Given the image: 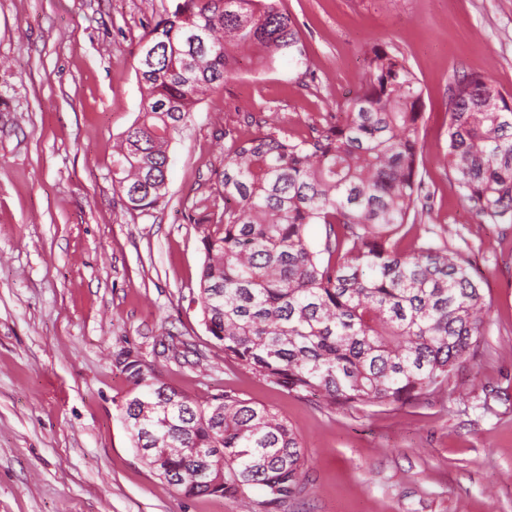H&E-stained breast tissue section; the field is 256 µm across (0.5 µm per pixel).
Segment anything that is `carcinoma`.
Returning a JSON list of instances; mask_svg holds the SVG:
<instances>
[{
  "instance_id": "1",
  "label": "carcinoma",
  "mask_w": 512,
  "mask_h": 512,
  "mask_svg": "<svg viewBox=\"0 0 512 512\" xmlns=\"http://www.w3.org/2000/svg\"><path fill=\"white\" fill-rule=\"evenodd\" d=\"M245 47L262 67L284 55L302 64L282 0H172L143 38L141 110L112 152L128 209L165 202L172 142ZM449 116L445 159L462 199L480 221L512 224V100L463 73ZM247 119L249 136L224 129V169L199 199L210 219L197 225V301L224 361L335 407L403 405L448 382L475 356L488 309L448 226L418 222L424 92L404 56L372 47L340 122L324 112L306 134L262 112ZM313 224L325 229L318 247ZM118 363L144 386L120 408L133 447L181 494L255 512L254 488L273 509L303 491L302 447L273 409L227 389L198 402L147 379L135 356Z\"/></svg>"
}]
</instances>
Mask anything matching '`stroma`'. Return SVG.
<instances>
[{"mask_svg":"<svg viewBox=\"0 0 512 512\" xmlns=\"http://www.w3.org/2000/svg\"><path fill=\"white\" fill-rule=\"evenodd\" d=\"M170 0H0V512H238L186 497L136 456L118 359L203 401L234 389L296 432L287 512H512V227L474 223L444 161L455 75L512 97V0H283L306 62L256 66L205 97L170 148L167 202L128 210L112 146L137 118L139 43ZM380 44L425 90L428 223L469 256L489 311L475 359L405 405L333 407L225 363L193 301L194 203L243 110L295 132L345 107Z\"/></svg>","mask_w":512,"mask_h":512,"instance_id":"stroma-1","label":"stroma"}]
</instances>
